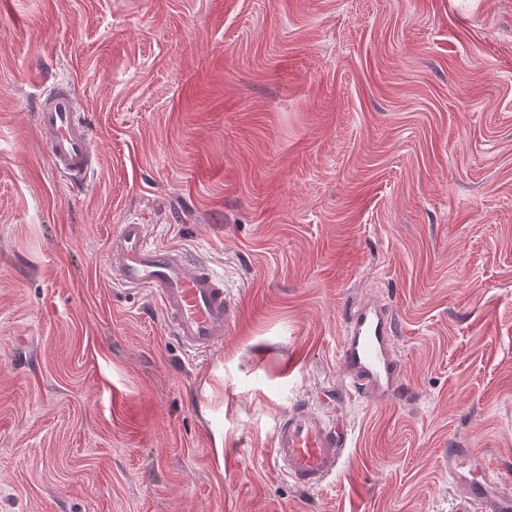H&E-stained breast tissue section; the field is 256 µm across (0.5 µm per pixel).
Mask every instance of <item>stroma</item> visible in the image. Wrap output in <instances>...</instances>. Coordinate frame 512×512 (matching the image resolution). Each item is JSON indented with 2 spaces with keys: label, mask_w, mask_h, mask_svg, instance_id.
Returning a JSON list of instances; mask_svg holds the SVG:
<instances>
[{
  "label": "stroma",
  "mask_w": 512,
  "mask_h": 512,
  "mask_svg": "<svg viewBox=\"0 0 512 512\" xmlns=\"http://www.w3.org/2000/svg\"><path fill=\"white\" fill-rule=\"evenodd\" d=\"M132 221L223 278L222 345L114 282ZM354 299L396 313L400 400L344 389ZM319 398L349 446L303 491L271 436ZM452 448L512 490V0H0V512H465ZM81 99L68 84L56 83L39 101L36 127L52 166L82 180L94 160L90 128L80 119Z\"/></svg>",
  "instance_id": "obj_1"
}]
</instances>
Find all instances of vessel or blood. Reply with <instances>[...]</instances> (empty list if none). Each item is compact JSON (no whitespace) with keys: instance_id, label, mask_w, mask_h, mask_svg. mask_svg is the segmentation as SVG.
<instances>
[{"instance_id":"vessel-or-blood-1","label":"vessel or blood","mask_w":512,"mask_h":512,"mask_svg":"<svg viewBox=\"0 0 512 512\" xmlns=\"http://www.w3.org/2000/svg\"><path fill=\"white\" fill-rule=\"evenodd\" d=\"M82 108L72 88L58 83L42 94L36 112V127L52 166L75 181L85 177L94 160L91 131L80 119ZM109 252L119 281L150 288L173 335L198 352L223 343L235 312L222 278L205 268H189L179 251L149 247L143 226L136 223L120 225ZM395 334L396 315L389 307L362 300L346 312L339 357L349 387L358 394L379 401L401 398ZM347 443L342 425L316 406L297 402L277 420L271 453L280 471L306 490L335 474ZM448 473L477 512H512V492L490 477L475 480L462 449H449Z\"/></svg>"}]
</instances>
